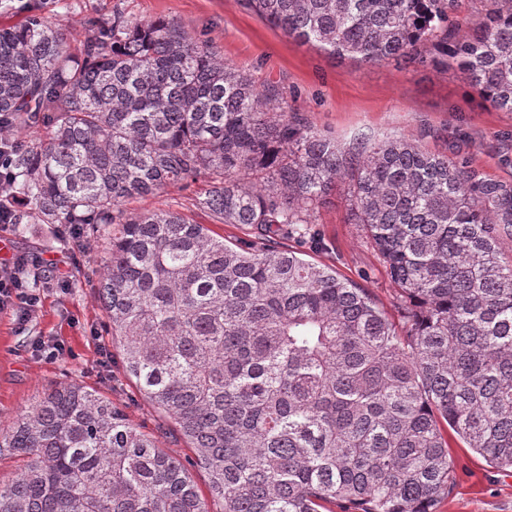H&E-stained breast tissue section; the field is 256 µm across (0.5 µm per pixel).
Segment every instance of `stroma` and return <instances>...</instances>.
<instances>
[{"mask_svg": "<svg viewBox=\"0 0 512 512\" xmlns=\"http://www.w3.org/2000/svg\"><path fill=\"white\" fill-rule=\"evenodd\" d=\"M37 7L49 21L63 24L72 43L91 25L123 11L136 19L163 18L183 26L217 47L225 60L249 72L257 86L277 85L291 108L315 128L347 142L358 132L383 138L406 136L429 151L444 153L451 136L486 177L512 181V112L498 111L472 96L455 70L395 64L366 65L339 60L323 50L299 44L272 26L244 0H0V23L23 20ZM206 186L199 178L154 196L134 199L133 212L174 210L211 235L235 243L253 239L250 226L213 224L195 206ZM316 220L326 249L308 252L309 261L336 269L343 278L367 288L376 303L394 312L397 288L359 225L348 223L343 193L330 196ZM10 244L7 259L25 255L61 261L67 290L41 288L42 303L27 322L12 311L0 312V430L15 420L48 388L76 381L110 398L141 431L151 434L185 466L201 495L209 493L207 473L174 421L153 408L134 378L122 368V352L113 344L108 319L96 300L103 271L106 238L85 249L59 237L53 224H13L0 233ZM61 346L62 356L38 352L40 342ZM453 484L437 512H512V473L491 468L483 457L453 446Z\"/></svg>", "mask_w": 512, "mask_h": 512, "instance_id": "35a3bbf8", "label": "stroma"}]
</instances>
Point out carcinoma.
I'll return each mask as SVG.
<instances>
[{
  "instance_id": "cac0c4a2",
  "label": "carcinoma",
  "mask_w": 512,
  "mask_h": 512,
  "mask_svg": "<svg viewBox=\"0 0 512 512\" xmlns=\"http://www.w3.org/2000/svg\"><path fill=\"white\" fill-rule=\"evenodd\" d=\"M247 0L333 56L457 67L512 112V0ZM43 128V137H29ZM0 215L60 224L83 249L113 231L98 287L139 392L180 428L210 478L112 401L47 390L0 452L22 459L0 512H436L448 432L512 472V182L404 136L341 144L276 85L166 20H112L76 52L33 13L0 26ZM199 177L226 243L181 213L126 203ZM341 190L399 292V321L278 237L326 248L316 213Z\"/></svg>"
}]
</instances>
